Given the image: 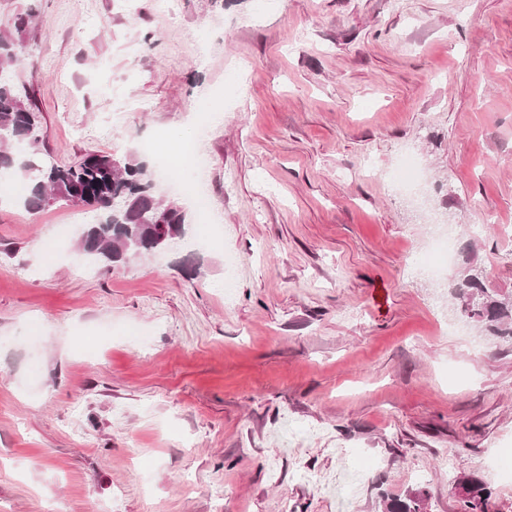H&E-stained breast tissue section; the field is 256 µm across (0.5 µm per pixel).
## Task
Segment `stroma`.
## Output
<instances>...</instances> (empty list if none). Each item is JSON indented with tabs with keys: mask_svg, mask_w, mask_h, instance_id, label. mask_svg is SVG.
I'll list each match as a JSON object with an SVG mask.
<instances>
[{
	"mask_svg": "<svg viewBox=\"0 0 512 512\" xmlns=\"http://www.w3.org/2000/svg\"><path fill=\"white\" fill-rule=\"evenodd\" d=\"M0 30L55 163L154 167L223 110L215 237L190 206L78 270L85 208L0 203V512H462L465 476L512 512V340L452 294H512V0H0ZM437 234L442 277L405 278Z\"/></svg>",
	"mask_w": 512,
	"mask_h": 512,
	"instance_id": "stroma-1",
	"label": "stroma"
}]
</instances>
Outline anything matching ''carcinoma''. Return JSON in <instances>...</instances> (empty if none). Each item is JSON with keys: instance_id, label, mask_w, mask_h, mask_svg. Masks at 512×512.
I'll return each mask as SVG.
<instances>
[{"instance_id": "1", "label": "carcinoma", "mask_w": 512, "mask_h": 512, "mask_svg": "<svg viewBox=\"0 0 512 512\" xmlns=\"http://www.w3.org/2000/svg\"><path fill=\"white\" fill-rule=\"evenodd\" d=\"M23 53L10 35L0 34V173L24 184L18 201L30 212L43 209L49 196L88 208L93 221L82 229L77 250L107 269L167 246L152 221L158 218L178 231L186 223V214L176 202L165 203L156 194L146 163L90 151L75 163L59 165L31 152L39 140L37 113L4 77ZM456 296L464 314L490 335L512 337V295L489 294L481 273L470 269L456 288ZM459 484L464 512H477L490 493L477 479L464 477ZM421 508L422 501L415 496L384 502V512H421Z\"/></svg>"}]
</instances>
